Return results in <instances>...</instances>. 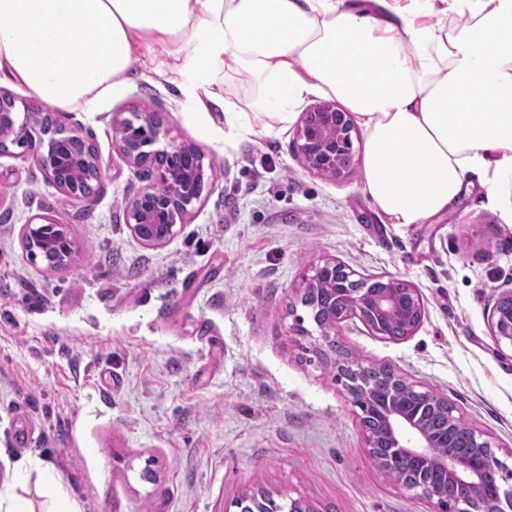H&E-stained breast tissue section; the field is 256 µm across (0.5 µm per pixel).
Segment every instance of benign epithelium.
Listing matches in <instances>:
<instances>
[{"label":"benign epithelium","mask_w":512,"mask_h":512,"mask_svg":"<svg viewBox=\"0 0 512 512\" xmlns=\"http://www.w3.org/2000/svg\"><path fill=\"white\" fill-rule=\"evenodd\" d=\"M0 155L10 151L8 144L33 152L45 178L73 202L90 197L99 185L103 161L92 140L78 132L66 129L50 115L37 117L34 112L19 114L14 99L0 91ZM113 138L126 163L138 170L144 185L128 203L125 223L140 240L158 245L175 234L174 227L185 223L194 204L201 199L206 185L203 155L193 145L177 141L162 128L157 113L140 109L131 111V117L112 124ZM351 115L335 102H321L303 113L293 140V151L308 171L327 178L346 177L358 165L352 148ZM167 140L162 150L145 151L143 147L159 139ZM178 184L177 193H166L162 187ZM162 224L157 237H143L142 225ZM48 225L30 222L23 236L29 244L44 239ZM43 260L50 269L67 266L74 246L67 233L44 239ZM355 272L335 259H327L311 268L303 277L301 302L311 309L313 320L320 328L321 339L327 350L323 356L333 367L348 398L358 404V398L370 400L378 381L398 390L397 397L379 410L381 427L364 429L365 447L380 473L386 449L400 450L409 464L427 460L438 447V437L425 425V419L416 414L417 396L432 412L439 411L448 424L457 422L453 407L430 389L417 386L397 376L393 371H381L365 366L357 359L336 350L331 331L343 323L359 320L372 333L390 338L388 324L394 319L402 326L403 336H410L419 326L425 307L416 288L404 280L379 279L381 286L370 287L369 282L353 279ZM330 283V295L320 297V288ZM490 329L497 344L512 347V290L501 294L490 313ZM492 445L484 434L472 431V448L466 455L450 454L442 460L448 480L441 488L423 482L399 481V487L417 496L444 503L456 499L465 512H512V486L500 484L486 475L477 464L482 453Z\"/></svg>","instance_id":"obj_1"}]
</instances>
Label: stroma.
<instances>
[{
  "mask_svg": "<svg viewBox=\"0 0 512 512\" xmlns=\"http://www.w3.org/2000/svg\"><path fill=\"white\" fill-rule=\"evenodd\" d=\"M132 68L121 97L59 118L103 160L90 202L67 201L33 159L0 156V506L240 512L250 495L319 512H436L374 467L358 408L315 351L300 288L324 259L418 289L425 316L412 336L383 339L354 320L337 341L447 398L511 471L512 348L489 320L512 290V196L492 204L477 187L431 223H388L362 169L333 180L300 164L295 123L224 141L148 59ZM138 105L218 171L161 245L125 222L142 183L112 122ZM38 215L74 241L67 270L31 259L22 231Z\"/></svg>",
  "mask_w": 512,
  "mask_h": 512,
  "instance_id": "1",
  "label": "stroma"
}]
</instances>
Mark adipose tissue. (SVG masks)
Listing matches in <instances>:
<instances>
[{
  "label": "adipose tissue",
  "instance_id": "obj_1",
  "mask_svg": "<svg viewBox=\"0 0 512 512\" xmlns=\"http://www.w3.org/2000/svg\"><path fill=\"white\" fill-rule=\"evenodd\" d=\"M451 14L469 21L447 29ZM158 47V77L204 121L221 113L228 140L271 136L308 98L340 101L389 223L512 185V0H0V83L59 112L98 111ZM233 74L249 103L225 95Z\"/></svg>",
  "mask_w": 512,
  "mask_h": 512
}]
</instances>
